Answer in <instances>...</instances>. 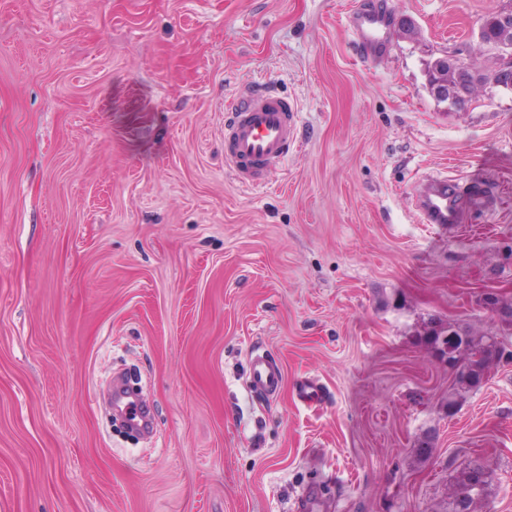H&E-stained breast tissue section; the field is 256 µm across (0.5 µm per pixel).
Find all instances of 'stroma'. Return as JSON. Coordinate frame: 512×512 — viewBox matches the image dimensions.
<instances>
[{
	"label": "stroma",
	"mask_w": 512,
	"mask_h": 512,
	"mask_svg": "<svg viewBox=\"0 0 512 512\" xmlns=\"http://www.w3.org/2000/svg\"><path fill=\"white\" fill-rule=\"evenodd\" d=\"M384 8L364 59L354 18ZM509 10L0 0V512H450L474 466V512H512V364L452 411L421 344L454 322L512 350L484 302H512V88L428 87L446 57L497 70L479 29ZM259 85L298 138L252 188L224 128ZM430 177L461 223H419ZM135 383L147 440L110 421ZM452 80L459 78L464 82L467 89L466 97L460 102L458 109L465 106L468 101L469 95L472 91L473 85L477 79L481 80L482 77L476 78L475 75L468 69L464 68L461 72H452L450 74ZM432 94L438 99H447L449 102H454L458 98L464 96L465 87L462 84H448V79L442 74L439 75L437 80L429 83ZM252 382L256 389L276 391L281 382V373L267 363L262 356L252 359ZM473 469L465 472L460 477L453 489L454 505L453 512H473V506L483 499L491 483L489 477L484 475L482 480H478L473 475Z\"/></svg>",
	"instance_id": "stroma-1"
}]
</instances>
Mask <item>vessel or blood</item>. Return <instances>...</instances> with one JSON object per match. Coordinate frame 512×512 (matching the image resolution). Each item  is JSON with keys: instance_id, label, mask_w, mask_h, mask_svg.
<instances>
[{"instance_id": "obj_1", "label": "vessel or blood", "mask_w": 512, "mask_h": 512, "mask_svg": "<svg viewBox=\"0 0 512 512\" xmlns=\"http://www.w3.org/2000/svg\"><path fill=\"white\" fill-rule=\"evenodd\" d=\"M233 120L224 132V159L236 179L257 186L266 168L284 158L295 141V109L283 98L258 90L232 105ZM419 211L427 224H457L462 219L461 196L447 178L431 180ZM252 382L256 389H278L281 373L263 357L252 361Z\"/></svg>"}]
</instances>
